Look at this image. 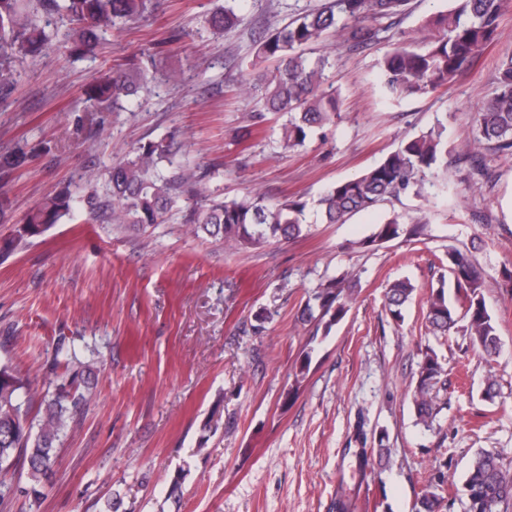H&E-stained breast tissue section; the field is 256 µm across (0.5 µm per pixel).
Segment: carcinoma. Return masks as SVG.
Returning a JSON list of instances; mask_svg holds the SVG:
<instances>
[{"label":"carcinoma","mask_w":512,"mask_h":512,"mask_svg":"<svg viewBox=\"0 0 512 512\" xmlns=\"http://www.w3.org/2000/svg\"><path fill=\"white\" fill-rule=\"evenodd\" d=\"M456 2L453 11L430 21L429 39L419 43L402 32L393 49L381 59L379 82L390 96L420 97L451 85L498 36L499 18L507 0ZM152 3L153 0H0V97L9 94V76L16 66L38 57L58 35L49 30L53 20L68 22L63 41L71 54L81 56L93 52L99 40L116 30L119 23L144 16ZM409 3L410 0H332L328 6L310 11L259 39L252 66L257 68L272 57L280 65L276 73H260L256 83L243 87L245 94L259 92L263 100V111L251 116L253 124L263 122L267 113L288 115L281 126L279 142L282 149L293 150L303 146L315 131L334 123L340 107L335 91L326 85V70L332 67L330 56L310 57L307 48L336 27L349 30L352 47H367L406 15ZM237 22L238 15L231 8L209 18L210 26L217 31ZM145 79L146 75L135 67L114 69L91 82L85 96L99 105L110 104L137 95ZM445 132V125L438 123L419 135L406 137L377 165L355 178L331 184L318 199L319 219L326 224H342L358 212L402 195L424 198L436 187L445 190L429 180L437 169L447 165ZM485 148L498 156H512V52L499 59L495 89L478 113L470 143L459 154V161L467 168L465 181L473 190L489 182ZM27 160L23 151L0 154V173H12ZM165 160L171 161V145L167 142H149L135 148L126 161L109 172V204L94 189L77 195L68 185L58 188L26 213L13 236L0 239V258L13 253L26 238L44 233L79 211L85 212L89 221L104 218L110 224L138 230L163 223L182 196L193 201L205 198V188L194 173L183 170L168 178L160 175L158 165ZM305 210L306 202L299 199L275 203L257 194L189 205L183 223L195 234L203 231L222 238L229 247L255 246L302 237L307 227ZM427 224L426 215L419 211L396 213L378 224L365 244L379 245L403 234L424 237ZM447 259L456 301L448 298L443 284L430 289L426 300L427 328L435 336L448 335L458 321L456 302H462L466 335L490 364L499 354L500 337L482 292L484 271L466 251L450 248ZM356 286L354 277L348 275L320 283L298 319L329 333L345 317ZM414 291L415 286L408 280L389 286L386 305L394 318L402 317V307ZM56 356L74 366L70 384L77 383V365L81 361L76 349L60 347ZM444 376L437 353L426 349L419 364L414 403L419 422L429 430L438 414L434 398L446 385ZM26 394L27 381L11 365L0 363V472L13 467L16 458H23L31 481L26 494L37 500L41 495L37 485L51 471L56 443L68 427V406H77L85 396L75 398L66 385L57 386L54 396L43 399V412L35 423ZM464 488L480 495L479 500L466 502L465 512H512V470L496 454L487 450L476 454ZM443 502L444 497L430 484L417 499L414 512H442Z\"/></svg>","instance_id":"cac0c4a2"}]
</instances>
